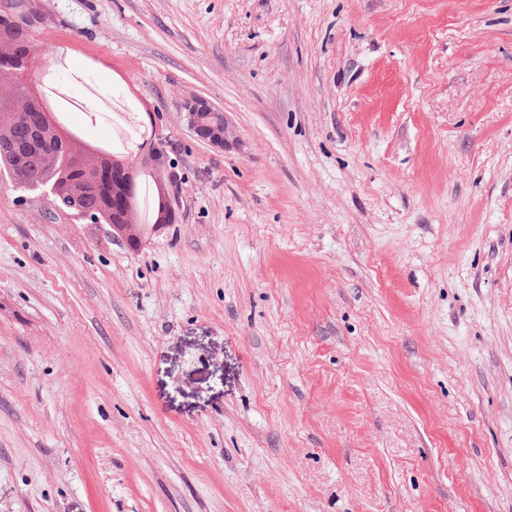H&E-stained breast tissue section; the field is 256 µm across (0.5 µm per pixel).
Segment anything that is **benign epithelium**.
Segmentation results:
<instances>
[{
    "label": "benign epithelium",
    "instance_id": "obj_1",
    "mask_svg": "<svg viewBox=\"0 0 512 512\" xmlns=\"http://www.w3.org/2000/svg\"><path fill=\"white\" fill-rule=\"evenodd\" d=\"M30 0H3L0 3V30L12 29L13 23L22 19L33 27L35 18L29 9ZM42 68L30 42V33L23 40L11 38L10 49L0 50V82L8 83L12 96H0V136L9 133V146L0 141V152L9 153L16 161L10 174L20 187L31 183L30 169H41L35 189L44 192L51 200L48 219L63 214L85 224L102 223V212L123 214L130 199L137 193L139 183L130 172L134 159L147 152H160L153 138L154 123L141 122L142 131L133 141L134 151L126 154L127 163L107 164L90 168L84 157L72 146V137L62 122L51 130L46 113L30 87H45L43 78L36 76ZM183 109L194 135L216 149L228 146L234 131L224 111L206 99L189 95L184 98ZM64 168V180L59 183L54 176L56 166ZM142 228L139 224H114L112 236L138 242Z\"/></svg>",
    "mask_w": 512,
    "mask_h": 512
}]
</instances>
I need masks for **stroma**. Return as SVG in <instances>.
<instances>
[{
  "mask_svg": "<svg viewBox=\"0 0 512 512\" xmlns=\"http://www.w3.org/2000/svg\"><path fill=\"white\" fill-rule=\"evenodd\" d=\"M31 9L177 220L0 182V512H512V0ZM182 106L188 124L199 140L219 150L228 146L234 131L223 110L196 95L186 96ZM167 194L169 195V192L160 190L154 181L151 182V186L144 184L134 207V216L139 223L113 224L112 236L139 242L133 247L137 248L141 242L142 228L140 224H157L160 220L167 219L166 209H169Z\"/></svg>",
  "mask_w": 512,
  "mask_h": 512,
  "instance_id": "stroma-1",
  "label": "stroma"
}]
</instances>
